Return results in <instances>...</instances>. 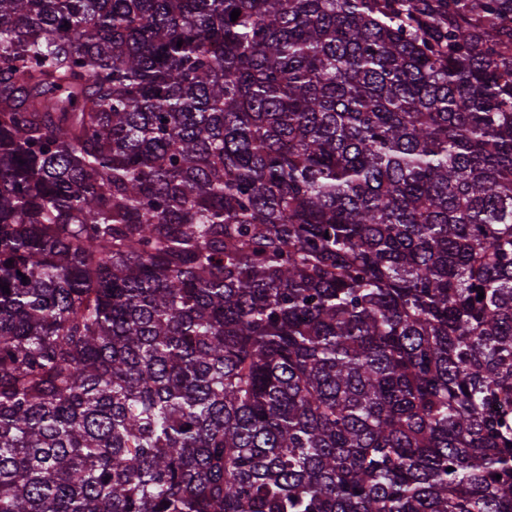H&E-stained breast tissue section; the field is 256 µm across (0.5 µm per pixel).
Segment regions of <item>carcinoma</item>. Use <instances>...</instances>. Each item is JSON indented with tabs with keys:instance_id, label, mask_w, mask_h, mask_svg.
I'll use <instances>...</instances> for the list:
<instances>
[{
	"instance_id": "1",
	"label": "carcinoma",
	"mask_w": 512,
	"mask_h": 512,
	"mask_svg": "<svg viewBox=\"0 0 512 512\" xmlns=\"http://www.w3.org/2000/svg\"><path fill=\"white\" fill-rule=\"evenodd\" d=\"M0 284V512H512V0H0Z\"/></svg>"
}]
</instances>
